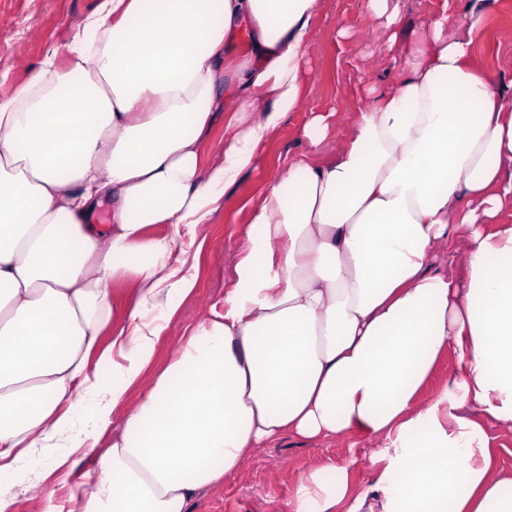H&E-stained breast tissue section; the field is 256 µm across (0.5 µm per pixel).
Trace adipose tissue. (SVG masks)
Instances as JSON below:
<instances>
[{
	"mask_svg": "<svg viewBox=\"0 0 512 512\" xmlns=\"http://www.w3.org/2000/svg\"><path fill=\"white\" fill-rule=\"evenodd\" d=\"M320 2L99 0L66 68L46 57L0 99V478L44 448L65 466L117 428L43 512H187L263 444L351 432L380 443L371 490L324 462L289 512H512L491 439L462 412L512 430V106L445 11L338 152L300 156L264 191L223 309L113 422L196 287L198 227L302 107ZM454 237L462 279L435 269ZM119 280L134 302L113 329ZM449 352L460 371L419 404ZM224 143V113L220 112L217 115L215 125L208 137L207 143L204 146V160L211 162L219 159L221 148Z\"/></svg>",
	"mask_w": 512,
	"mask_h": 512,
	"instance_id": "obj_1",
	"label": "adipose tissue"
}]
</instances>
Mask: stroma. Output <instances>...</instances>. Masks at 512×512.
<instances>
[{"label": "stroma", "mask_w": 512, "mask_h": 512, "mask_svg": "<svg viewBox=\"0 0 512 512\" xmlns=\"http://www.w3.org/2000/svg\"><path fill=\"white\" fill-rule=\"evenodd\" d=\"M399 10L398 41L407 43L424 18L462 9L465 0H393ZM475 37L479 66L495 70L506 101L512 103V0H487ZM98 0H0V98L27 84L49 52L66 65L67 46L78 24L93 13ZM385 32L368 9L367 0H322L317 35L311 47L300 111L288 113L281 127L263 145L253 168L224 193V206L212 223L201 225L204 247L199 255L197 286L170 321L159 345L154 371H161L171 353L212 306L221 304L234 277V263L246 243L244 235L253 200L273 177L311 147L303 127L316 113H333L329 144L340 147L351 135L358 110L371 104L374 92L395 84L405 66L404 51L384 47ZM111 434L97 447L72 456L69 467L55 469L51 452L7 475L15 495L13 512H40L43 499H31L25 488L38 482L55 498H64L70 484L94 469ZM372 441L359 436L311 443L293 436L257 449L234 477L200 489L189 512H285L291 489L309 468L328 460L347 467L352 482L366 489L374 481Z\"/></svg>", "instance_id": "obj_1"}]
</instances>
